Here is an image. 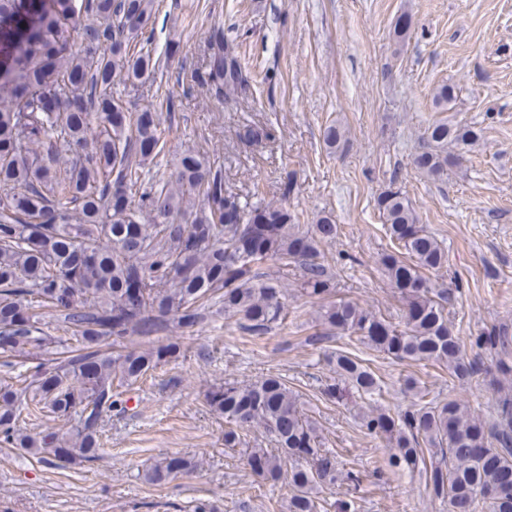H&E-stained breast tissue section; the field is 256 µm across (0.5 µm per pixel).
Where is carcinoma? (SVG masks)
<instances>
[{"instance_id":"obj_1","label":"carcinoma","mask_w":512,"mask_h":512,"mask_svg":"<svg viewBox=\"0 0 512 512\" xmlns=\"http://www.w3.org/2000/svg\"><path fill=\"white\" fill-rule=\"evenodd\" d=\"M156 0H0V365L37 360L18 379H0V447L12 448L59 469L96 462L105 452L104 416L125 403L123 393L181 354L179 337L215 315L236 318L238 329L260 338L283 319L278 281L262 271L271 260L300 269L297 287L309 298L332 293V276L319 247L336 238L330 215L303 231L282 205L253 204L232 191L222 165L193 149L176 156L175 176L144 169L166 151L160 109L125 111L115 85L135 90L154 82L159 59L143 44ZM90 16L93 22L86 23ZM411 16L393 27L405 42ZM210 56L198 80L215 96L247 94L251 72L211 27ZM61 103L46 111L44 98ZM239 139L259 147L273 138L266 126L246 125ZM343 129L323 131L326 147L344 141ZM415 167L434 181L459 162L452 149L474 146L469 126L438 120L424 131ZM376 206L393 250L382 266L404 305L399 329L350 300L321 308L319 320L396 360L438 363L460 380L475 363L463 353L448 323L452 290L427 273L448 266V251L418 223L404 192L390 187ZM57 322L64 339L46 330ZM496 352L512 372V334L494 326L474 340ZM336 376L363 394L380 379L357 355L329 359ZM224 418V446L244 447V466L261 480L288 479V512H317L318 488L336 484V453L325 447L318 423L299 395L277 375L256 382L226 381L206 394ZM42 413L68 421L32 433L23 422ZM368 434L388 441L385 472L425 464V442L443 450L430 466L435 494L448 512H512V395L500 397L488 425L460 401L393 415L373 409L362 417ZM262 429L276 449L248 448L242 431ZM198 462L171 454L145 470L165 484L192 472Z\"/></svg>"}]
</instances>
